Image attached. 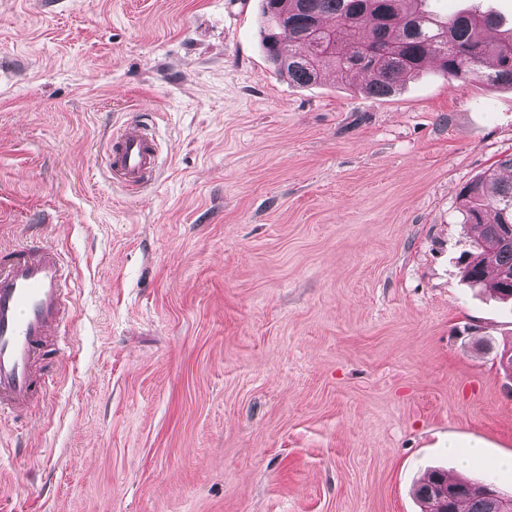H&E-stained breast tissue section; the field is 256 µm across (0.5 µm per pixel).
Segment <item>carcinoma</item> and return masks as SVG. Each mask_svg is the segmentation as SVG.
Listing matches in <instances>:
<instances>
[{
    "label": "carcinoma",
    "instance_id": "cac0c4a2",
    "mask_svg": "<svg viewBox=\"0 0 512 512\" xmlns=\"http://www.w3.org/2000/svg\"><path fill=\"white\" fill-rule=\"evenodd\" d=\"M429 0H264L261 14L263 47L274 69L298 86L320 80L332 64L348 79L366 77L364 90L373 97L394 95L406 77L434 65L451 83L488 84L512 88V36L497 42L487 32L500 26L488 12L468 11L441 16L428 7ZM321 20L324 32L309 33V12ZM288 15L291 27L283 29L278 16ZM288 55V66L277 58ZM512 170V154L498 166L483 171L468 183L461 195L465 222L480 228L477 246H487L491 228L512 225V178L501 170ZM464 277L472 284L490 282L499 300L512 303V235L493 242L488 256L464 266ZM440 476L458 487L473 482L490 485L489 475L448 478L441 470L428 473L415 495L421 512L431 504L428 489ZM455 512H493L475 493L462 495Z\"/></svg>",
    "mask_w": 512,
    "mask_h": 512
}]
</instances>
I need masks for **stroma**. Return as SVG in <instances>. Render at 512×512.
<instances>
[{
  "label": "stroma",
  "mask_w": 512,
  "mask_h": 512,
  "mask_svg": "<svg viewBox=\"0 0 512 512\" xmlns=\"http://www.w3.org/2000/svg\"><path fill=\"white\" fill-rule=\"evenodd\" d=\"M261 11L0 0V246L78 283L55 384L0 420V512H420L435 467L512 492V307L458 264L512 89L297 86ZM131 120L164 156L136 195L104 172Z\"/></svg>",
  "instance_id": "1"
}]
</instances>
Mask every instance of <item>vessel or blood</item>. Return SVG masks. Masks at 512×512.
I'll return each instance as SVG.
<instances>
[{"label":"vessel or blood","instance_id":"vessel-or-blood-1","mask_svg":"<svg viewBox=\"0 0 512 512\" xmlns=\"http://www.w3.org/2000/svg\"><path fill=\"white\" fill-rule=\"evenodd\" d=\"M160 168L157 142L144 122L113 130L105 169L113 183L142 191ZM74 312L69 272L42 242L0 251V414L43 399L49 366L66 352L65 333Z\"/></svg>","mask_w":512,"mask_h":512}]
</instances>
